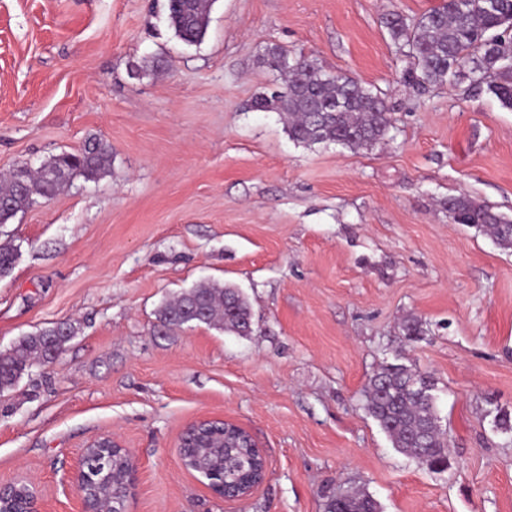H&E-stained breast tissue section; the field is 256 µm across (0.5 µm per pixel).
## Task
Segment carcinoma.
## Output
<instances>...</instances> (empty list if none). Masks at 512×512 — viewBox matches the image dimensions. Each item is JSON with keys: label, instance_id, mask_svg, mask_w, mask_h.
I'll use <instances>...</instances> for the list:
<instances>
[{"label": "carcinoma", "instance_id": "carcinoma-1", "mask_svg": "<svg viewBox=\"0 0 512 512\" xmlns=\"http://www.w3.org/2000/svg\"><path fill=\"white\" fill-rule=\"evenodd\" d=\"M214 0H162L175 36L193 45L208 31ZM385 28L397 51L410 59L408 83L425 89L448 83L469 68L471 83L484 85L512 109V0H443L441 6L410 21L397 12L384 17ZM260 63L269 69L277 89L251 102V109L276 112L286 119L288 136L306 145L335 143L349 149L372 147L388 137L391 121L384 100L357 80L327 73L303 54L273 44L264 49ZM109 161L101 142L81 152L51 157L24 177H0V226L34 203V197L54 196L73 176L95 179ZM458 224H467L490 235L503 249H512V219L465 194L446 201ZM164 332L191 323L214 326L238 336L252 332L248 301L231 286L200 284L188 289L157 311ZM76 335L74 324L58 322L22 337L18 344L0 350V393L12 389L34 363L52 362ZM434 383L403 364H386L364 389L366 409L390 438L398 452L415 457L436 471L448 466V437L436 414ZM98 463L90 485L98 488L105 504L110 497L126 496L133 462L111 448L93 452ZM187 468L207 469L215 482L229 490L254 484L259 466L255 453L239 439L223 448H185ZM29 490L16 487L0 504V512H25ZM325 512H379L377 501L366 491L354 489L327 496Z\"/></svg>", "mask_w": 512, "mask_h": 512}]
</instances>
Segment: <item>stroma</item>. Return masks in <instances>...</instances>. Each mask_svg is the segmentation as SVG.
Returning a JSON list of instances; mask_svg holds the SVG:
<instances>
[{
	"mask_svg": "<svg viewBox=\"0 0 512 512\" xmlns=\"http://www.w3.org/2000/svg\"><path fill=\"white\" fill-rule=\"evenodd\" d=\"M441 0H215L204 41L153 0H0V174L76 153L111 161L0 228V348L56 322L76 336L0 397V483L76 512L74 461L112 435L135 465L128 512H325L361 488L381 512H512V250L451 218L466 194L512 218V109L456 78L419 90L382 24ZM276 44L385 99L384 143L305 145L250 110ZM158 74H136L144 59ZM202 281L245 294L253 332L161 333ZM417 320L419 339L403 334ZM435 382L449 466L397 452L363 389L384 364ZM232 421L268 462L227 500L179 436Z\"/></svg>",
	"mask_w": 512,
	"mask_h": 512,
	"instance_id": "1",
	"label": "stroma"
}]
</instances>
